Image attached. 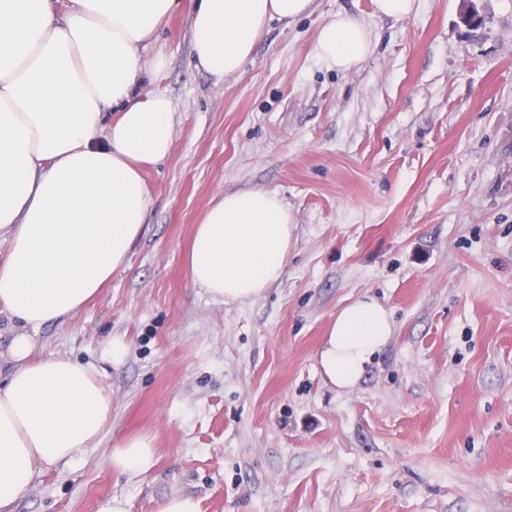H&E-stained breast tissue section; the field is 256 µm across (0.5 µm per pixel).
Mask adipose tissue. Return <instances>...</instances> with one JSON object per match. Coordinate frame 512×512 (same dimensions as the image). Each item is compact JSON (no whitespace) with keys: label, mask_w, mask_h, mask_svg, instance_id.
I'll return each instance as SVG.
<instances>
[{"label":"adipose tissue","mask_w":512,"mask_h":512,"mask_svg":"<svg viewBox=\"0 0 512 512\" xmlns=\"http://www.w3.org/2000/svg\"><path fill=\"white\" fill-rule=\"evenodd\" d=\"M314 0H0V312L20 327L0 382V512L33 484L41 466L70 464L112 422V396L93 365L39 358L31 333L61 323L96 298L142 236L145 166L173 143V104L144 78L167 66L144 56L172 14L191 19L201 70L240 74L271 21L310 12ZM374 34L349 14L317 31L316 58L347 70ZM117 119H109L110 109ZM105 146H96L97 138ZM291 217L264 190L226 191L204 210L191 245L192 283L220 302L252 301L278 281L288 259ZM393 333L390 311L366 295L341 308L317 354L337 390L355 388ZM154 441L129 438L106 463L145 474Z\"/></svg>","instance_id":"obj_1"}]
</instances>
